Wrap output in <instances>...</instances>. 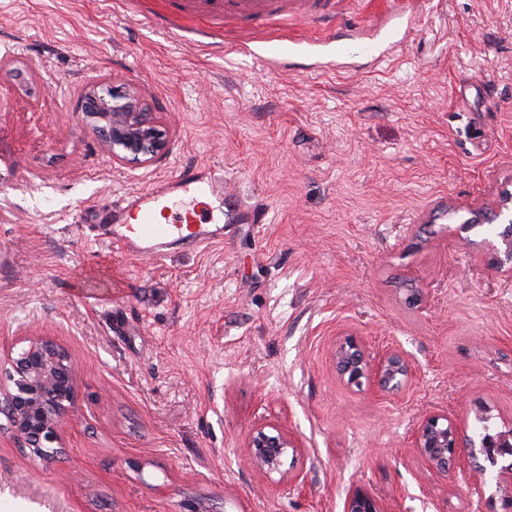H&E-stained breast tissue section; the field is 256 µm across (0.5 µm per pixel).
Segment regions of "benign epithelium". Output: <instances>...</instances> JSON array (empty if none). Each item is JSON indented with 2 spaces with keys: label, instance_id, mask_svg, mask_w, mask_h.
Listing matches in <instances>:
<instances>
[{
  "label": "benign epithelium",
  "instance_id": "7a95c632",
  "mask_svg": "<svg viewBox=\"0 0 512 512\" xmlns=\"http://www.w3.org/2000/svg\"><path fill=\"white\" fill-rule=\"evenodd\" d=\"M104 80L89 84L80 106L82 120L100 138L116 163L151 164L168 150V136L160 118L140 105L138 92L129 87L107 94ZM340 377L360 386L373 375L380 386L396 391L408 378V364L399 351L378 359L366 355L354 336H347L334 354ZM9 378L14 388L0 387V416L9 422L14 439L24 448L43 454V448L59 441V430L71 411L76 395V370L61 345L35 339L11 360ZM461 435L451 421L431 415L415 431L419 455L437 470L446 471L462 448ZM246 461L255 470L279 473L283 458L296 452L294 438L276 426H259L246 439ZM345 512H384L370 493L354 491Z\"/></svg>",
  "mask_w": 512,
  "mask_h": 512
}]
</instances>
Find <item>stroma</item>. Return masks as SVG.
Segmentation results:
<instances>
[{"mask_svg":"<svg viewBox=\"0 0 512 512\" xmlns=\"http://www.w3.org/2000/svg\"><path fill=\"white\" fill-rule=\"evenodd\" d=\"M335 22L179 31L163 0H0V372L30 340L69 353L77 398L51 454L0 418V512H501V467L463 449L448 473L414 446L433 414L512 429V0H429ZM335 33L288 55L286 41ZM134 85L166 155L118 164L79 112L86 85ZM224 168L261 224L128 258L95 220L182 167ZM423 298L408 305V289ZM400 350L398 393L355 387L334 353ZM274 423L299 438L294 485L245 463ZM345 512H384L373 495L363 490L354 491L347 499Z\"/></svg>","mask_w":512,"mask_h":512,"instance_id":"obj_1","label":"stroma"}]
</instances>
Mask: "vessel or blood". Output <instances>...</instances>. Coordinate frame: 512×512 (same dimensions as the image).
Here are the masks:
<instances>
[{"mask_svg": "<svg viewBox=\"0 0 512 512\" xmlns=\"http://www.w3.org/2000/svg\"><path fill=\"white\" fill-rule=\"evenodd\" d=\"M233 14L248 22H288L335 16V0H182L187 23L193 24L218 12ZM221 172L193 166L181 168L173 177L144 193H133L109 204L100 221L106 224L114 245L133 258L164 257L172 244L201 247L224 237V227L204 219L211 200L228 206L236 219L252 212L228 187Z\"/></svg>", "mask_w": 512, "mask_h": 512, "instance_id": "1", "label": "vessel or blood"}]
</instances>
